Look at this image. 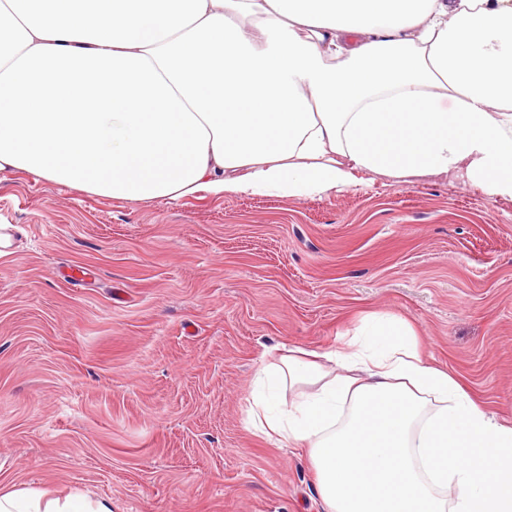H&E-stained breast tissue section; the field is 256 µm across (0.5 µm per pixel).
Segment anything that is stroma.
<instances>
[{
  "mask_svg": "<svg viewBox=\"0 0 512 512\" xmlns=\"http://www.w3.org/2000/svg\"><path fill=\"white\" fill-rule=\"evenodd\" d=\"M0 219V492L322 512L307 454L244 398L266 352L334 351L368 315L512 421V199L461 176L131 202L9 169Z\"/></svg>",
  "mask_w": 512,
  "mask_h": 512,
  "instance_id": "obj_1",
  "label": "stroma"
}]
</instances>
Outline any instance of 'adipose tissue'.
Wrapping results in <instances>:
<instances>
[{
  "label": "adipose tissue",
  "mask_w": 512,
  "mask_h": 512,
  "mask_svg": "<svg viewBox=\"0 0 512 512\" xmlns=\"http://www.w3.org/2000/svg\"><path fill=\"white\" fill-rule=\"evenodd\" d=\"M39 2L0 0V170L128 201L449 173L512 199V0ZM246 407L308 449L325 512H512V426L399 320L267 359Z\"/></svg>",
  "instance_id": "1"
}]
</instances>
